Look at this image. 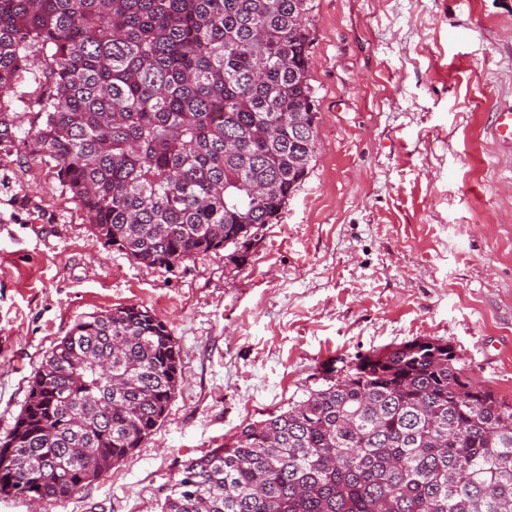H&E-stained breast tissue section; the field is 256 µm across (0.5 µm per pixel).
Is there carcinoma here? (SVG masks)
<instances>
[{"label":"carcinoma","mask_w":512,"mask_h":512,"mask_svg":"<svg viewBox=\"0 0 512 512\" xmlns=\"http://www.w3.org/2000/svg\"><path fill=\"white\" fill-rule=\"evenodd\" d=\"M309 0H0V156L55 170L93 235L174 264L271 224L309 173ZM34 82L23 126L11 102ZM149 309L75 321L0 439V496L68 499L148 439L179 387ZM161 512H512V401L415 339L189 460Z\"/></svg>","instance_id":"obj_1"}]
</instances>
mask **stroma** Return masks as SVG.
<instances>
[{
    "label": "stroma",
    "mask_w": 512,
    "mask_h": 512,
    "mask_svg": "<svg viewBox=\"0 0 512 512\" xmlns=\"http://www.w3.org/2000/svg\"><path fill=\"white\" fill-rule=\"evenodd\" d=\"M317 149L279 218L171 270L104 245L48 166L0 162V438L75 321L142 305L182 379L141 448L76 496L0 512H161L182 465L322 371L437 338L512 398V0H311Z\"/></svg>",
    "instance_id": "1"
}]
</instances>
